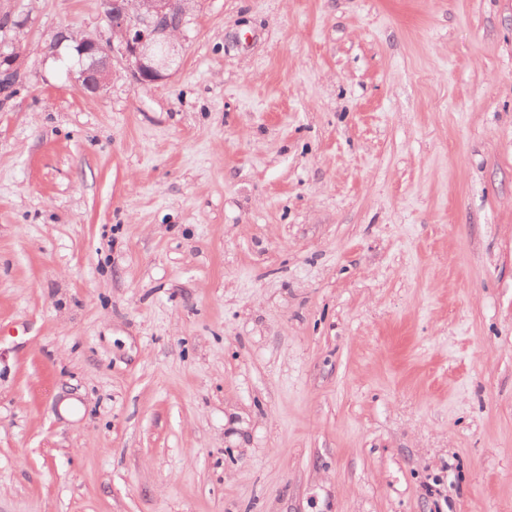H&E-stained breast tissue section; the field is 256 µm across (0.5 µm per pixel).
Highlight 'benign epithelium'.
<instances>
[{
  "instance_id": "7a95c632",
  "label": "benign epithelium",
  "mask_w": 512,
  "mask_h": 512,
  "mask_svg": "<svg viewBox=\"0 0 512 512\" xmlns=\"http://www.w3.org/2000/svg\"><path fill=\"white\" fill-rule=\"evenodd\" d=\"M191 0H100V7L112 37L118 45L86 35L78 40L80 70L73 75L83 92L102 93L112 76L114 50H120L132 78L139 84L167 78L169 50L178 35Z\"/></svg>"
}]
</instances>
